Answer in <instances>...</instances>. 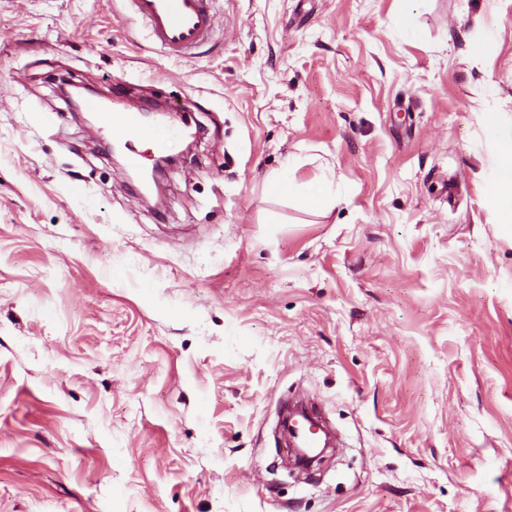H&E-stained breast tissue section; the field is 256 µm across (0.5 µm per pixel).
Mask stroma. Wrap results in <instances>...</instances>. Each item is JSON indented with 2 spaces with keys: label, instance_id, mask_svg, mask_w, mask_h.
Returning <instances> with one entry per match:
<instances>
[{
  "label": "stroma",
  "instance_id": "35a3bbf8",
  "mask_svg": "<svg viewBox=\"0 0 512 512\" xmlns=\"http://www.w3.org/2000/svg\"><path fill=\"white\" fill-rule=\"evenodd\" d=\"M210 7L0 0V512H512V0ZM65 83L204 133L143 201ZM152 39L173 54L201 45L213 28L209 0H125ZM493 200L503 225L512 228V139L504 142L497 155Z\"/></svg>",
  "mask_w": 512,
  "mask_h": 512
}]
</instances>
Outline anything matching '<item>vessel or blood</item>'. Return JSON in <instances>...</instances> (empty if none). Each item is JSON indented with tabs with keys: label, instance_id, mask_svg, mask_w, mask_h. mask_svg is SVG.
I'll return each mask as SVG.
<instances>
[{
	"label": "vessel or blood",
	"instance_id": "vessel-or-blood-1",
	"mask_svg": "<svg viewBox=\"0 0 512 512\" xmlns=\"http://www.w3.org/2000/svg\"><path fill=\"white\" fill-rule=\"evenodd\" d=\"M152 39L174 54H182L201 45L213 28L208 0H128ZM88 111L98 113L101 129L118 141L136 139L160 152L177 147L176 130L145 124L138 112H106L101 104L87 100Z\"/></svg>",
	"mask_w": 512,
	"mask_h": 512
}]
</instances>
